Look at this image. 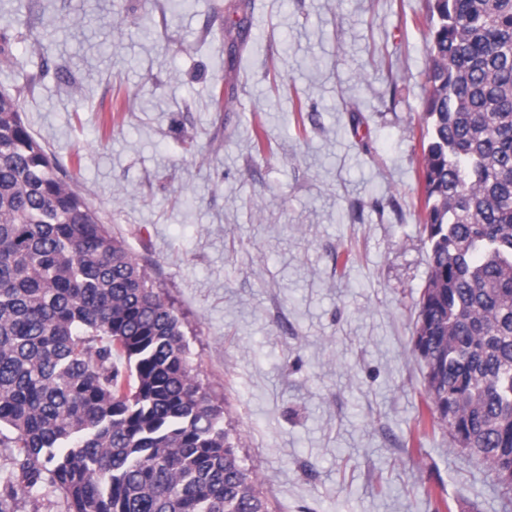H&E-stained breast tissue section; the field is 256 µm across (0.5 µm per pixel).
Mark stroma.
<instances>
[{"instance_id": "stroma-1", "label": "stroma", "mask_w": 512, "mask_h": 512, "mask_svg": "<svg viewBox=\"0 0 512 512\" xmlns=\"http://www.w3.org/2000/svg\"><path fill=\"white\" fill-rule=\"evenodd\" d=\"M428 16L0 0V93L173 305L271 512H512L411 352Z\"/></svg>"}]
</instances>
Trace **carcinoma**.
I'll return each mask as SVG.
<instances>
[{
    "instance_id": "carcinoma-1",
    "label": "carcinoma",
    "mask_w": 512,
    "mask_h": 512,
    "mask_svg": "<svg viewBox=\"0 0 512 512\" xmlns=\"http://www.w3.org/2000/svg\"><path fill=\"white\" fill-rule=\"evenodd\" d=\"M412 353L425 407L512 503V0H431ZM0 512H270L182 323L0 93ZM33 498L21 500L17 512H64L62 499L52 488L39 489Z\"/></svg>"
}]
</instances>
